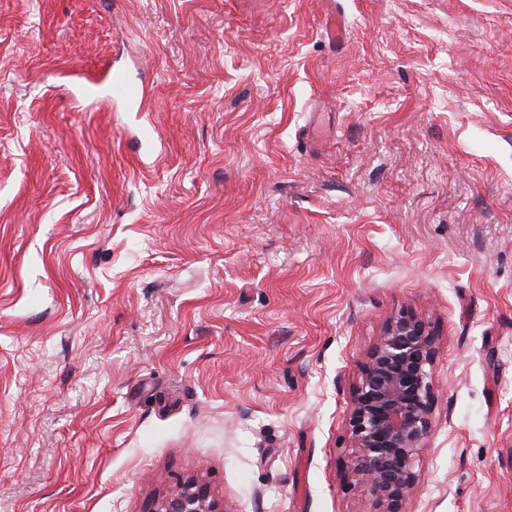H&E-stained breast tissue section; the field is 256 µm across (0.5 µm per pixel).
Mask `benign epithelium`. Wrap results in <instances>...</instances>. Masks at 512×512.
<instances>
[{
  "instance_id": "1",
  "label": "benign epithelium",
  "mask_w": 512,
  "mask_h": 512,
  "mask_svg": "<svg viewBox=\"0 0 512 512\" xmlns=\"http://www.w3.org/2000/svg\"><path fill=\"white\" fill-rule=\"evenodd\" d=\"M435 335L418 316H388L361 362L348 427L356 455L351 473L366 487L363 512H408L418 483L416 461L429 436L434 405ZM150 512H228L206 484L188 478Z\"/></svg>"
}]
</instances>
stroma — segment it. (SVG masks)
I'll use <instances>...</instances> for the list:
<instances>
[{
  "label": "stroma",
  "instance_id": "stroma-1",
  "mask_svg": "<svg viewBox=\"0 0 512 512\" xmlns=\"http://www.w3.org/2000/svg\"><path fill=\"white\" fill-rule=\"evenodd\" d=\"M402 309L409 512H512V0H0V512H360ZM110 96L112 100H120L129 104L139 102V93L118 74H110ZM436 354L428 324L401 310L385 319L360 364L348 427L357 448L351 473L368 495L361 512H408L431 429ZM147 512H227L219 509L211 499L209 488L194 478H188L177 484L175 489L162 497Z\"/></svg>",
  "mask_w": 512,
  "mask_h": 512
}]
</instances>
